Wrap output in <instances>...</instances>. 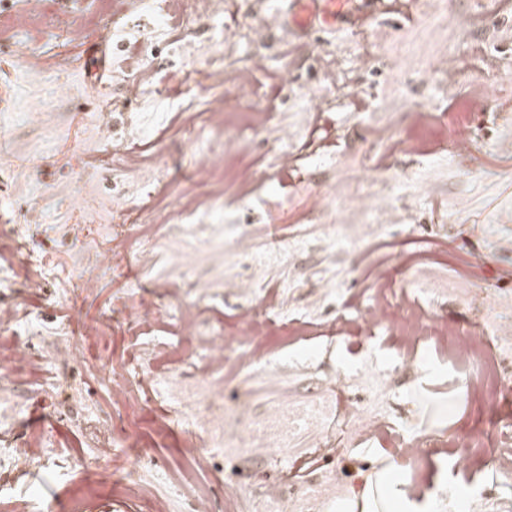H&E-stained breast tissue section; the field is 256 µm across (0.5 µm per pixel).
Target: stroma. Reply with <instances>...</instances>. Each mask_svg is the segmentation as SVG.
Masks as SVG:
<instances>
[{
    "mask_svg": "<svg viewBox=\"0 0 512 512\" xmlns=\"http://www.w3.org/2000/svg\"><path fill=\"white\" fill-rule=\"evenodd\" d=\"M225 2L223 20L205 16L174 34L215 52L225 21L250 34L235 57L267 56L250 105L272 121L243 135L268 176L248 204L226 192L221 214L194 232L166 225L146 271L135 242H126L116 270L112 235L88 245L69 228L117 222L137 232L139 214L154 210L156 197L112 212L131 153L141 160L140 177L160 176L162 194L193 192L191 163L204 148L221 149L200 129L223 86L197 78L203 57L176 62L155 45L153 65L178 85V109L148 136L128 140L139 102L104 112L79 82L88 43L111 23L107 0H70L65 11L82 30L74 42L48 19L12 29L25 0H0V156L30 158L25 169L0 163V246L8 248L0 307L19 312L0 334V358L19 345L35 362L0 375V409L13 408L0 448L33 450L27 470L0 488V512H195L201 495L212 512H271L276 494L288 512H351L357 501L384 495L383 457L399 456L409 436L428 442L407 476L410 498L426 488L431 512H462L467 501L473 512H512V485H501L489 464V436L512 420V398L499 396L493 378L455 362L433 336L420 342L413 363L401 364L396 340L360 320L378 290L408 289L437 325L487 330L493 340L480 357L512 373V0H354L348 22L300 41L281 31L275 0ZM442 6L455 21L432 27L429 17ZM26 38L44 60L40 70L16 64L13 45ZM405 44L419 48L418 66L383 68L381 58ZM445 44L467 59L465 70L436 71L432 61ZM324 58L336 62V82L321 109L301 107ZM284 68L292 79L280 88ZM63 75L68 92L59 98ZM34 99L50 109L40 127L29 125L23 108ZM187 113L197 127L190 136L182 130ZM457 131L476 136L479 152L454 148ZM283 149L294 156L285 175L276 166ZM362 176L374 205L355 210L347 198ZM318 191L332 197V211L314 209ZM32 210L42 222H26ZM330 222L342 227L332 238L323 233ZM244 234L258 257L248 268L235 257ZM189 268L210 285L203 319L228 335L240 327L242 278L276 295L258 338L266 352L250 367L225 369L224 402L268 415L324 401L317 424L287 446L266 455L230 442L208 447L188 409L204 393L202 377L184 359L177 320H126L131 308L162 304L158 283ZM329 281L341 285L339 295L326 289ZM61 338L85 355L61 352ZM117 380L136 406L113 402ZM355 405L376 415L378 433L354 432ZM107 437L111 453L97 458ZM193 439L207 446L206 469L184 452Z\"/></svg>",
    "mask_w": 512,
    "mask_h": 512,
    "instance_id": "1",
    "label": "stroma"
}]
</instances>
